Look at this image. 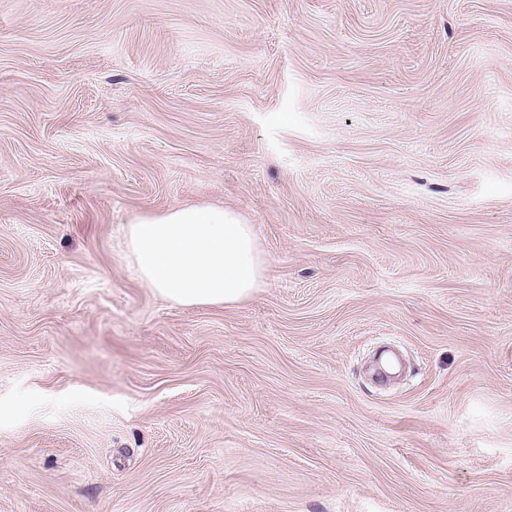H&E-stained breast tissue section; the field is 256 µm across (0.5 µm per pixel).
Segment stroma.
Wrapping results in <instances>:
<instances>
[{"label":"stroma","instance_id":"stroma-1","mask_svg":"<svg viewBox=\"0 0 512 512\" xmlns=\"http://www.w3.org/2000/svg\"><path fill=\"white\" fill-rule=\"evenodd\" d=\"M0 512H512V0H0ZM126 244L140 279L184 306H229L262 287L267 264L253 224L210 204L147 213L128 225Z\"/></svg>","mask_w":512,"mask_h":512}]
</instances>
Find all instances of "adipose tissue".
Wrapping results in <instances>:
<instances>
[{
  "instance_id": "ef3b65f1",
  "label": "adipose tissue",
  "mask_w": 512,
  "mask_h": 512,
  "mask_svg": "<svg viewBox=\"0 0 512 512\" xmlns=\"http://www.w3.org/2000/svg\"><path fill=\"white\" fill-rule=\"evenodd\" d=\"M126 244L140 279L184 306L244 302L266 278L253 225L210 204L141 215L128 225Z\"/></svg>"
}]
</instances>
